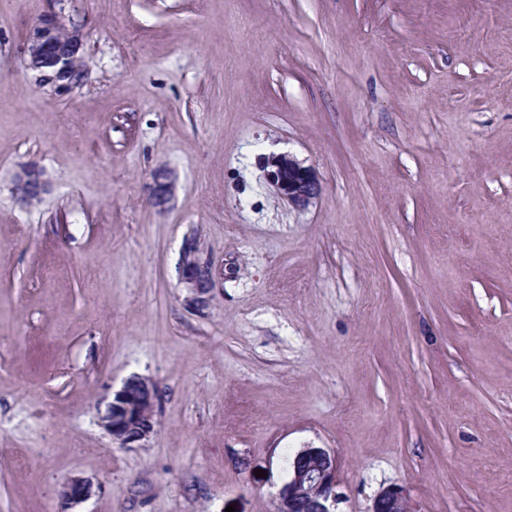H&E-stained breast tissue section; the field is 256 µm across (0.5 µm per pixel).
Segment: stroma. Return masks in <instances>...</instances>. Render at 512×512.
<instances>
[{
  "label": "stroma",
  "instance_id": "1",
  "mask_svg": "<svg viewBox=\"0 0 512 512\" xmlns=\"http://www.w3.org/2000/svg\"><path fill=\"white\" fill-rule=\"evenodd\" d=\"M52 11L73 87L26 66ZM133 375L158 426L123 448ZM307 445L343 512H512V0H0V512L73 476L79 512H275ZM272 180L280 189L288 204L304 208L320 191V183L310 167L301 165L290 156L269 157L267 160ZM15 191L22 200H33L46 191V182L39 171L28 169L17 178ZM190 254L191 261L181 266V281L186 288H190L199 294V292L206 290L203 284L211 279L210 261L207 257L203 258L201 256L197 247H192ZM157 393L154 385L141 377H131L112 393L101 424L123 448H137L155 432ZM92 495V484L82 477H71L63 487V498L69 505L76 506ZM371 512H411L405 490L388 488L375 499Z\"/></svg>",
  "mask_w": 512,
  "mask_h": 512
}]
</instances>
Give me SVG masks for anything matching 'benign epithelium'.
<instances>
[{
	"mask_svg": "<svg viewBox=\"0 0 512 512\" xmlns=\"http://www.w3.org/2000/svg\"><path fill=\"white\" fill-rule=\"evenodd\" d=\"M82 34L78 27L66 28L56 13L40 17L34 24L29 45V67L46 79L73 86L82 80L80 55ZM269 175L288 204L304 208L320 191L315 172L287 156L267 160ZM23 200H33L46 191V182L35 169L24 171L15 183ZM184 252L191 261L182 265L181 281L185 287L201 292L211 279L208 258L185 241ZM157 393L154 385L141 377H131L112 393L101 424L106 433L123 448H137L155 432ZM288 483L278 494L277 512H338L342 499L338 492L337 459L330 448L306 446L288 460ZM92 495V484L82 477L70 478L63 487V498L71 506L85 502ZM371 512H411L405 490L390 487L379 495Z\"/></svg>",
	"mask_w": 512,
	"mask_h": 512,
	"instance_id": "benign-epithelium-1",
	"label": "benign epithelium"
}]
</instances>
